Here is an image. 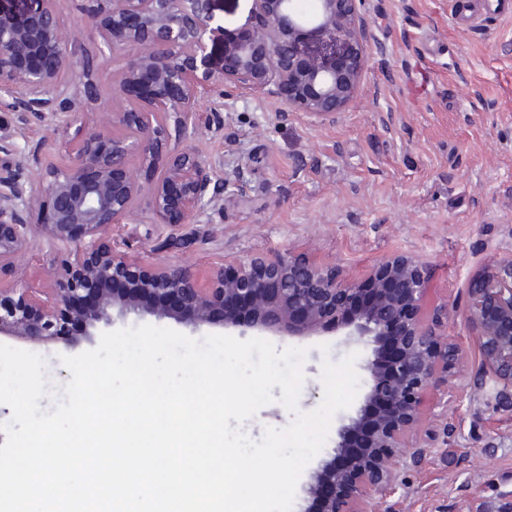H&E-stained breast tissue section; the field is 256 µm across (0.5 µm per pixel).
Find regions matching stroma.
Masks as SVG:
<instances>
[{"label":"stroma","mask_w":512,"mask_h":512,"mask_svg":"<svg viewBox=\"0 0 512 512\" xmlns=\"http://www.w3.org/2000/svg\"><path fill=\"white\" fill-rule=\"evenodd\" d=\"M455 0H365L368 57L363 92L336 118L318 122L248 95L227 104L218 91L199 102L193 142L220 176L250 175L245 196L227 195L200 224H118L128 261L159 257L207 275L218 264L278 252L359 281L384 257L406 255L429 271L425 316L466 350L452 390L439 395L396 459L398 484L380 512H512V409L488 406L478 385L480 354L463 315L467 282L480 265L512 251V0H484L477 23H455ZM251 0H216L209 63L223 65V35L250 22ZM0 139L43 160L74 158L57 122L27 123L0 111ZM69 248L38 235L0 272V282L43 288ZM169 328L201 340L237 329L200 328L152 313L115 318L114 329ZM276 349H305L302 412L323 397V361L355 355L359 393L368 390L367 350L336 333L271 336ZM0 343L40 355L50 386L71 378L65 356L89 342Z\"/></svg>","instance_id":"stroma-1"}]
</instances>
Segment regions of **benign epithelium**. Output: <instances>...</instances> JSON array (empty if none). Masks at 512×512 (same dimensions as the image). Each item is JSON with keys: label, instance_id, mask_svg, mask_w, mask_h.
<instances>
[{"label": "benign epithelium", "instance_id": "obj_1", "mask_svg": "<svg viewBox=\"0 0 512 512\" xmlns=\"http://www.w3.org/2000/svg\"><path fill=\"white\" fill-rule=\"evenodd\" d=\"M0 0V110L26 121L78 122L100 97L96 59L76 45L62 17L63 0ZM90 0L85 23L100 55L131 51L112 79V134L84 128L75 160L46 168L35 152L17 158L0 140V271L28 245L33 225L73 249L53 287L39 298L0 285V336L52 342L68 325L76 346L92 341L113 313H158L195 327L224 319L226 328L306 337L341 332L371 348L369 389L336 431L331 458L311 476V512H375V496L392 489L390 460L434 407L462 349L438 335L424 316L427 269L415 259H383L364 284L283 254L249 256L211 268L203 286L189 268L164 260L134 264L104 239L114 224H198L225 194L245 192L247 171L221 178L188 140L198 132L200 95L218 86L228 100L244 92L272 99L287 112L323 122L362 91L367 53L364 0H319L306 15L297 0H252L251 24L224 40V65L208 67L206 35L213 0ZM184 143L171 144V138ZM465 316L481 357L480 387L499 404L512 401V253L481 266L470 279ZM399 356L386 376L384 338ZM368 431L366 453L345 465Z\"/></svg>", "mask_w": 512, "mask_h": 512}]
</instances>
